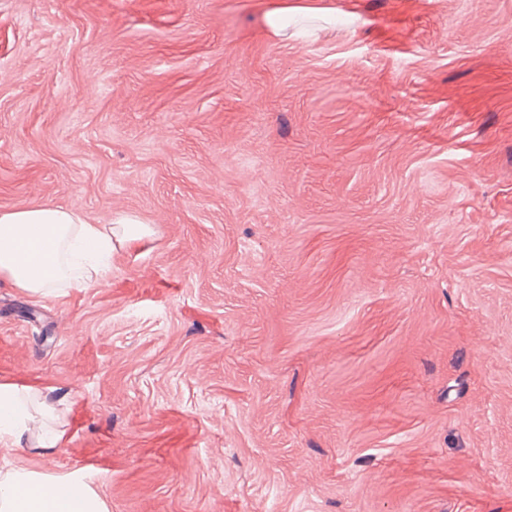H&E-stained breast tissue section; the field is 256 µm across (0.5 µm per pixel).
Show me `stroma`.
I'll return each instance as SVG.
<instances>
[{
  "mask_svg": "<svg viewBox=\"0 0 512 512\" xmlns=\"http://www.w3.org/2000/svg\"><path fill=\"white\" fill-rule=\"evenodd\" d=\"M0 0V210L152 233L0 283V473L107 512H512V0ZM47 426V427H48ZM26 393L16 385L0 384V443L17 446L28 431V424L34 420L24 402Z\"/></svg>",
  "mask_w": 512,
  "mask_h": 512,
  "instance_id": "obj_1",
  "label": "stroma"
}]
</instances>
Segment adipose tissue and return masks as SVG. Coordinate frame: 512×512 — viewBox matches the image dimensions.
Masks as SVG:
<instances>
[{"label": "adipose tissue", "instance_id": "obj_1", "mask_svg": "<svg viewBox=\"0 0 512 512\" xmlns=\"http://www.w3.org/2000/svg\"><path fill=\"white\" fill-rule=\"evenodd\" d=\"M137 217L120 214L113 224L48 205L0 211V278L13 287L45 295L61 285L90 288L111 271L113 243L150 235ZM33 420L16 385L0 384V444L16 446ZM0 512H106L104 502L83 483L0 475Z\"/></svg>", "mask_w": 512, "mask_h": 512}]
</instances>
